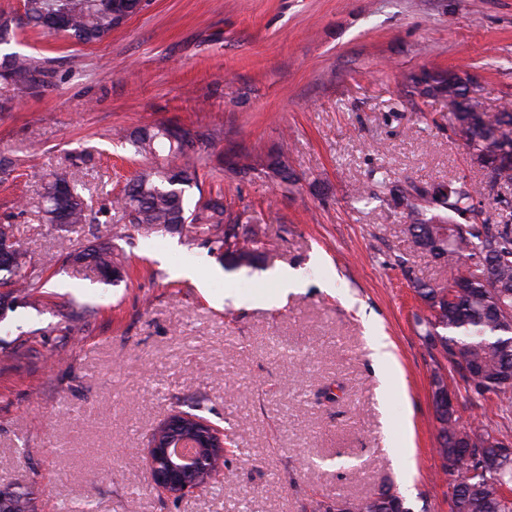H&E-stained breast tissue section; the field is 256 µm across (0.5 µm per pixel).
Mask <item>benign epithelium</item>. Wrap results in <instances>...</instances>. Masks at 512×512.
Returning a JSON list of instances; mask_svg holds the SVG:
<instances>
[{"label":"benign epithelium","instance_id":"7a95c632","mask_svg":"<svg viewBox=\"0 0 512 512\" xmlns=\"http://www.w3.org/2000/svg\"><path fill=\"white\" fill-rule=\"evenodd\" d=\"M187 416L173 412L161 425L165 437L154 433L149 447L140 454V462L150 477L152 488L168 498L184 500L200 494L224 479V431L209 423L199 425L200 436L184 433ZM193 449L189 456L178 452Z\"/></svg>","mask_w":512,"mask_h":512}]
</instances>
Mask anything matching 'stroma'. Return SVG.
<instances>
[{"mask_svg":"<svg viewBox=\"0 0 512 512\" xmlns=\"http://www.w3.org/2000/svg\"><path fill=\"white\" fill-rule=\"evenodd\" d=\"M14 51L49 60L58 80L0 112V156L15 165L0 221L19 224L33 266L59 261L35 302L0 297V491L34 490L37 512H312L391 485L411 512H450L434 375L468 426L512 438V420L421 337L415 285L448 271L413 247L389 189L488 182L447 102L407 94L404 78L451 71L488 116L512 106V0H151L102 43L29 31L0 44V58ZM166 120L215 131L212 154L287 161L288 190L227 169L210 180L263 226L260 268L224 269L177 234L42 222L43 177L68 153L100 152L75 173L98 211L139 167L113 133ZM97 235L125 256L120 281L64 262ZM288 269L305 288L270 304ZM375 336L394 369L376 367ZM175 409L236 446L223 485L182 501L159 497L138 460Z\"/></svg>","mask_w":512,"mask_h":512,"instance_id":"35a3bbf8","label":"stroma"}]
</instances>
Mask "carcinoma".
<instances>
[{
  "label": "carcinoma",
  "mask_w": 512,
  "mask_h": 512,
  "mask_svg": "<svg viewBox=\"0 0 512 512\" xmlns=\"http://www.w3.org/2000/svg\"><path fill=\"white\" fill-rule=\"evenodd\" d=\"M116 0H21V12L0 15V44L15 37L16 30L29 28L51 36H61L83 45L108 39L126 24L118 16ZM56 71L49 62L33 55L12 53L0 62V112H7L17 98L43 92L55 83ZM459 76L453 72L425 73L405 77L407 92L444 99L463 93ZM453 135L469 151L473 160L487 169L491 180L480 189L465 183L458 186L426 187L412 181L391 189L404 202L411 217L409 231L414 246L448 267V283L416 286L418 296L430 314L417 318L422 336L440 346L468 387L493 389L503 395L500 415L512 413V347L501 350L495 337L502 335L490 309L512 310V227L493 226L480 217L474 200L491 194L498 185L512 184V162H503L504 147L512 148V113L504 111L493 120L483 121L475 112H456L450 121ZM211 130L185 128L162 122L123 135L134 148V155L154 159L135 171L123 190L112 198L105 211L120 215L124 228L149 236L175 227L202 242L212 252L236 268L254 267L263 260L265 235L252 224L240 223V216L227 217L224 194L198 198L194 208L187 204L190 191L203 193L210 176L211 159L203 155L199 142L209 143ZM235 174H261L267 170L289 185L292 174L276 158L263 164L248 155L228 162ZM42 220L46 224L75 227L92 222L78 184L68 172L50 174L44 185ZM10 248V268H0V286L24 298L39 293L42 284L23 247L19 227L0 223V245ZM66 261L91 264L106 279L122 277L123 260L110 240L71 252ZM466 282L469 288L457 296L453 284ZM437 422V454L444 461L445 473L454 476L451 512H512V456L506 448H466L457 440L464 429L457 413L441 410L433 401ZM400 493L387 487L369 498L371 512H394L393 502ZM0 512H32L28 491H0Z\"/></svg>",
  "instance_id": "carcinoma-1"
}]
</instances>
